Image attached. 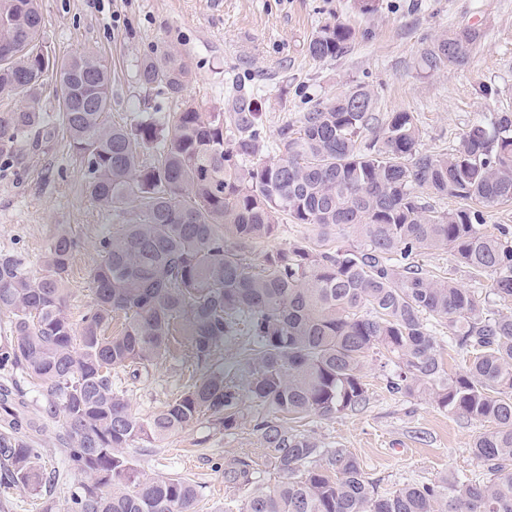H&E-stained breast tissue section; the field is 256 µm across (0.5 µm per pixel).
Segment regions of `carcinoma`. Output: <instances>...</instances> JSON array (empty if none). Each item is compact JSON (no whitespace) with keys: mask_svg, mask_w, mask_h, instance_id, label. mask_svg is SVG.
<instances>
[{"mask_svg":"<svg viewBox=\"0 0 512 512\" xmlns=\"http://www.w3.org/2000/svg\"><path fill=\"white\" fill-rule=\"evenodd\" d=\"M354 38L348 25L325 24L307 51L335 58ZM479 43L477 27L460 26L424 52L422 67L462 66ZM49 76L69 146L85 164L87 196L123 217L100 242L104 259L89 272L92 301L78 324L67 311L78 248L67 230L53 238L37 279L16 253L0 251V315L9 323L0 369L37 380L44 412L64 423L70 461L83 475L72 512H192L197 485L150 476L124 449L203 420L229 432L248 418L285 481L266 491L253 460L225 461L224 483L248 490L241 512H512V314L483 312L470 289L410 262L446 250L472 277L492 275L496 295L512 300V229L485 232L475 208L512 200L511 112L476 120L446 154L420 149L410 112L376 127L364 85L303 113L274 152L264 145L262 113L242 99L216 112L186 103L162 122L116 124L107 66L91 52L57 60L35 0H0V156L50 129L40 105ZM191 78L188 59L171 48L138 66L140 83L177 100ZM423 192L463 206L434 211ZM283 220L310 225L316 241L255 252ZM343 228L347 244H323ZM433 320L448 325L468 357L462 372H446ZM238 336L246 341L231 374L218 362ZM177 354L195 367L194 384L152 415H132L112 370ZM373 354L391 367V392L489 424L470 448L491 479L458 475L381 494L356 457L288 426L365 407ZM27 426L1 388L6 491L36 492L43 482V454Z\"/></svg>","mask_w":512,"mask_h":512,"instance_id":"obj_1","label":"carcinoma"}]
</instances>
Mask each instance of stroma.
Instances as JSON below:
<instances>
[{
  "label": "stroma",
  "mask_w": 512,
  "mask_h": 512,
  "mask_svg": "<svg viewBox=\"0 0 512 512\" xmlns=\"http://www.w3.org/2000/svg\"><path fill=\"white\" fill-rule=\"evenodd\" d=\"M42 30L53 54L66 58L91 50L112 74L111 118L127 122L137 114L163 118L176 100L158 86L141 84V59L172 47L189 59L193 78L186 100L200 111L222 109L236 94L258 106L263 136L275 143L282 129H297L303 112L356 85L374 96L379 120L409 112L420 146L432 153L456 148L476 119L512 112V0H378L372 14H360L353 0H37ZM358 33L347 51L312 59L307 43L327 23ZM480 29L477 52L463 66L423 70L425 49L458 25ZM86 197L83 167L68 145L61 123L39 141L23 140L0 158V249L17 252L32 276H39L49 241L60 229L77 240L69 274L68 312L80 319L90 303L88 274L102 262L99 247L121 224ZM428 274L452 278L485 299L489 308L512 314V301L494 295L490 276L475 279L448 251L418 257ZM189 363L172 359L149 373L117 377L129 407L148 417L189 384ZM370 399L362 410L331 418L309 417L305 433L328 448H344L366 477L388 493L411 483H434L457 475L485 477L471 453L485 423L448 415L424 397L390 394L379 359L365 367ZM62 423L41 419L31 431L44 451L39 494L0 491V512H69L82 477L68 461ZM140 470L152 476L178 474L196 482L193 512H239L246 490L224 484V460L248 456L275 489L282 474L262 457L250 425L227 433L209 422L189 427L161 443L138 442L126 449Z\"/></svg>",
  "instance_id": "stroma-1"
}]
</instances>
